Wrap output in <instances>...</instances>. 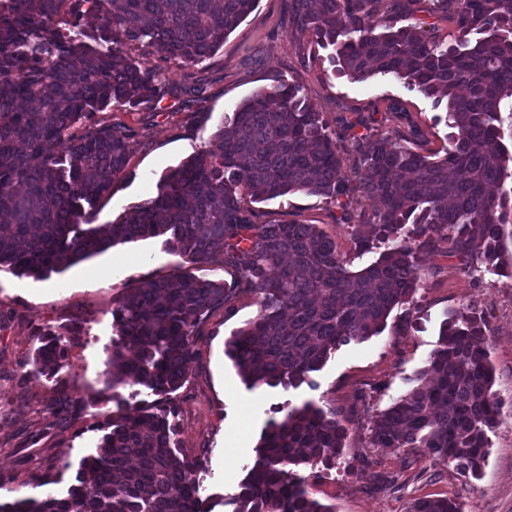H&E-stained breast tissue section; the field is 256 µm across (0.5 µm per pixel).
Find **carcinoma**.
<instances>
[{
  "label": "carcinoma",
  "mask_w": 512,
  "mask_h": 512,
  "mask_svg": "<svg viewBox=\"0 0 512 512\" xmlns=\"http://www.w3.org/2000/svg\"><path fill=\"white\" fill-rule=\"evenodd\" d=\"M259 0H0V270L43 279L118 243L165 238L190 265L219 264L231 283L198 279L180 267L114 300L104 385L119 413L96 452L83 457L62 496L0 503V512H212L197 474L201 456L177 441V391L195 355L194 338L216 311L251 294L257 314L225 342L251 388L299 387L343 342L381 332L391 312L414 302L421 255L442 244L470 273L512 278V154L497 126L512 99V0H290L299 28L330 50L333 74L365 81L394 76L447 99L451 132L441 157L386 134H352L356 168L344 173L341 133L302 87L283 78L254 92L205 150L170 170L156 196L97 224L96 204L128 163L136 130L102 121L155 99L162 73L131 55L149 46L184 66L212 57ZM427 10L456 27L435 41L403 21ZM96 23L87 27L84 17ZM52 142L65 144L48 153ZM296 192L319 196L352 225L358 249L379 251L352 271L314 224H261L245 204ZM380 200L368 221L352 203ZM477 309L445 319L420 377L431 379L378 412L373 447L411 448L477 475L499 424L500 401ZM34 375L63 382L72 339L39 334ZM129 386L128 397L118 388ZM153 397L148 401L142 394ZM71 419L82 405L66 390L49 406ZM245 466L232 512H333L312 498L309 465L331 470L345 448L334 406L279 409ZM409 512H461L448 497L419 498Z\"/></svg>",
  "instance_id": "obj_1"
}]
</instances>
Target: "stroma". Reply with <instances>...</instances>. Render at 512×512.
I'll return each mask as SVG.
<instances>
[{
    "label": "stroma",
    "mask_w": 512,
    "mask_h": 512,
    "mask_svg": "<svg viewBox=\"0 0 512 512\" xmlns=\"http://www.w3.org/2000/svg\"><path fill=\"white\" fill-rule=\"evenodd\" d=\"M164 76L163 98L138 109L113 111L136 131L129 163L112 195L97 204L96 221L112 223L128 207L153 196L168 169L204 150L223 117L274 79L299 82L328 121L374 116L375 131H417L428 148L446 146V106L392 76L363 82L332 75L326 50L292 24L288 0H259L256 10L204 62L183 66L145 54ZM260 220L314 224L357 271L377 258L359 253L349 227L336 223L323 198L296 193L258 203ZM163 238L119 243L46 279L0 271V502L66 492L80 460L96 449L104 422L115 411L103 372L112 339V303L128 288L170 276L182 265ZM425 277L411 310L394 309L384 330L340 345L319 371L298 388L248 387L224 349L225 340L253 319L257 306L241 296L215 312L195 339L180 390V445L204 456L202 496L237 493L243 467L267 423L281 406L311 402L350 414L346 446L336 468L310 482L312 498L334 512H408L421 497L457 499L462 512H512V279L463 272L456 258L439 252L422 257ZM112 268L111 277L100 272ZM483 310L490 328L489 358L501 403L500 424L489 434L480 477L454 464L432 461L406 448L381 452L369 442L374 415L417 386L439 342L447 314ZM83 329L73 341L63 373L84 410L61 420L48 412L60 387L34 377L29 359L41 332Z\"/></svg>",
    "instance_id": "obj_1"
}]
</instances>
